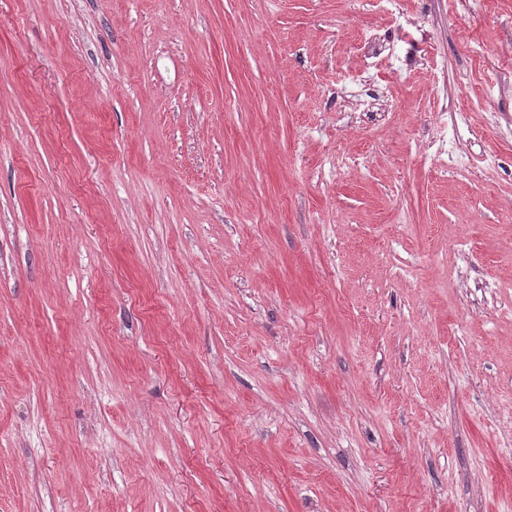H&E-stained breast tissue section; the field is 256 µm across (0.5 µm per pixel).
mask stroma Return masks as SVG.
<instances>
[{
  "label": "stroma",
  "instance_id": "stroma-1",
  "mask_svg": "<svg viewBox=\"0 0 512 512\" xmlns=\"http://www.w3.org/2000/svg\"><path fill=\"white\" fill-rule=\"evenodd\" d=\"M402 7L0 0V512H512V0Z\"/></svg>",
  "mask_w": 512,
  "mask_h": 512
}]
</instances>
